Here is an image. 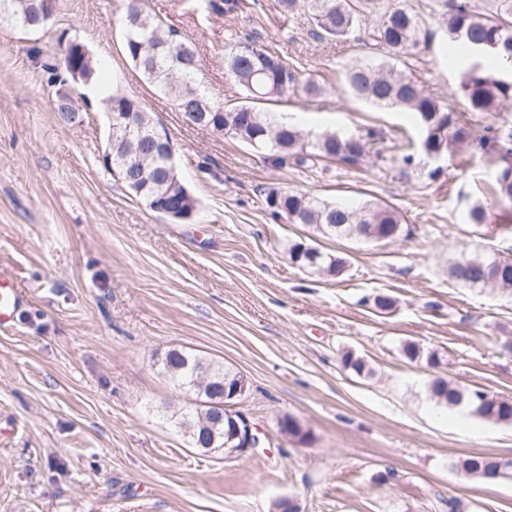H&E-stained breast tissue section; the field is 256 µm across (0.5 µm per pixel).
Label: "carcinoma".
Wrapping results in <instances>:
<instances>
[{"label":"carcinoma","mask_w":512,"mask_h":512,"mask_svg":"<svg viewBox=\"0 0 512 512\" xmlns=\"http://www.w3.org/2000/svg\"><path fill=\"white\" fill-rule=\"evenodd\" d=\"M39 0H0V23L30 31H48L52 23L40 19ZM211 10L227 17L244 12V0H208ZM445 33L448 39L467 51V55L492 56L498 62L512 66V0H493L490 10H481L469 0H446ZM281 15L288 17L298 11L306 12L319 36L341 40L354 34L362 20L378 14L376 24L364 31L362 46L367 56L353 62L344 74L349 93L376 107L394 108L414 114L420 125V142L430 152L452 156L455 150L478 149L489 153L497 163L494 192L502 201L512 204V131L486 127L476 134L470 117L480 112H492L512 104V80L508 81L482 68L481 64L465 66L460 91L468 102V112H456L449 105L428 94L412 75L389 64L392 59L411 53L427 42L432 33L421 18L402 6L378 10V0H277ZM125 55L142 77L160 93L170 97L188 124L196 122L195 113H214L213 130L240 142L253 140L250 147L266 149L269 160L277 166L291 164L304 168L318 160L339 161L358 165L373 157L384 159L375 144L381 135L369 131L366 136L322 132L311 134L288 123L270 110V105L288 96L301 93L308 97L326 94L327 89L313 79H301L288 62L246 35L228 48L224 57L227 76L243 91L242 100L232 105L212 103L199 80L201 62L194 43L178 29L167 26L146 9L145 0H125ZM66 31L57 34L63 44ZM65 45V44H63ZM67 54L59 59L42 57L39 46L30 47V54L40 62L47 82L54 84L61 74L79 71V80L90 82L97 77L96 62L85 59L73 45H65ZM106 112L115 115L133 113L140 132L127 137L119 132L106 143L101 155L105 170L116 169L129 162L151 158L139 169L137 188L127 191L138 200L151 195L162 186L165 168L163 155L149 154L145 138L159 131L151 113L142 103L118 90H108L103 99ZM55 112L66 124L81 122L80 113L58 99ZM266 203L274 218H285L291 224H309L324 235L364 241V235L393 241L403 232V216L392 206L365 203L359 208L334 204L304 193L271 189ZM467 267L457 262L448 268L450 276L470 288H494L512 295V258L495 252L465 253ZM402 355L411 362H425L431 368H441L442 359L435 351H426L410 341L402 346ZM344 368L358 376H370L373 370L360 357L346 352ZM162 369L181 390L193 393L202 401L210 395L223 394L224 381H233L237 373L197 355L173 350L162 363ZM430 397L440 406H463L470 414L491 424H512V398L501 397L482 403L485 391L462 387L440 375L429 384ZM179 425L189 434L195 447L222 448L228 431L224 424L215 423L212 408L193 407L186 411ZM500 459L470 455L456 463L464 475L491 481V473Z\"/></svg>","instance_id":"carcinoma-1"}]
</instances>
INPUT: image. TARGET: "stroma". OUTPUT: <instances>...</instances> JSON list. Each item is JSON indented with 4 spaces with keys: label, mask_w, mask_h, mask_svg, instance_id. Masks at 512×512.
Segmentation results:
<instances>
[{
    "label": "stroma",
    "mask_w": 512,
    "mask_h": 512,
    "mask_svg": "<svg viewBox=\"0 0 512 512\" xmlns=\"http://www.w3.org/2000/svg\"><path fill=\"white\" fill-rule=\"evenodd\" d=\"M409 7L435 37L404 68L459 112L463 63L441 25L444 0H383ZM148 10L195 42L209 98L241 91L224 72L232 38L249 34L302 74L320 97L292 96L281 112L313 133H382V159L278 167L237 140L187 126L126 57L122 0H58L54 29L30 36L0 25V265L26 300L0 329V512H512V478L464 476L459 458H512V425L453 411L428 395L431 370L401 354L417 342L443 358L460 384L512 397V297L466 288L448 275L461 252H512V205L493 192L490 156L441 161L417 155L402 168L395 142L415 140L407 112L354 99L344 74L359 44L319 39L308 15L283 17L257 0L229 18L146 0ZM76 34L105 65L71 83L83 112L67 125L28 52L58 53L56 33ZM112 87L141 101L169 132L178 171L199 201L197 218L151 213L102 167ZM275 187L346 203L385 202L407 237L379 244L325 237L274 219ZM483 202L487 223L467 213ZM295 242L342 257L336 277L291 263ZM392 298L380 312L376 295ZM173 348L244 374L237 408L262 431L261 448L227 458L191 447L175 422L191 405L161 364ZM353 352L371 379L344 368ZM290 415L311 438L281 435Z\"/></svg>",
    "instance_id": "stroma-1"
}]
</instances>
